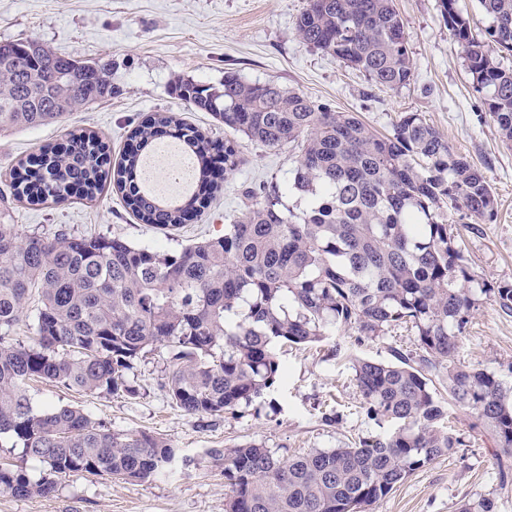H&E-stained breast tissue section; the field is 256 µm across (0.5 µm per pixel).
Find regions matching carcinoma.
I'll return each mask as SVG.
<instances>
[{
	"mask_svg": "<svg viewBox=\"0 0 512 512\" xmlns=\"http://www.w3.org/2000/svg\"><path fill=\"white\" fill-rule=\"evenodd\" d=\"M441 0L462 48L473 89L512 145V0H479L483 36ZM304 44L330 54L373 83L399 89L414 78L405 25L394 0H307L296 23ZM194 110L267 148L298 150L290 177L248 191L250 205L229 218L224 235L177 252L120 237H22L0 223V436L22 455L0 463V493L47 497L71 473L142 482L174 473L180 452L144 431L114 432L83 409L33 410L31 379L88 396L135 397L128 373L158 345L167 348L164 387L188 415H234L275 387L284 373L275 345L321 342L341 329L377 336L397 323L416 331L418 358L352 364L366 415L390 430L345 448L288 461L261 444L212 450L224 469L227 512H364L412 472L451 454L462 441L438 426V387L470 413L500 453L512 456V390L498 376L458 360V341L481 301L512 311V283L475 274L448 209L475 224L495 216L483 171L455 152L417 112L388 136L352 112H335L273 83L224 73L214 87L174 85ZM116 93L108 64L79 62L37 40L0 42V131L62 122ZM165 136L197 156L199 187L180 205L157 204L138 181L146 146ZM136 149L117 164L92 132L43 150L21 165L12 196L56 205L97 197L107 181L143 224L172 231L206 208L224 172L240 164L238 141L220 145L167 113L131 132ZM303 205L285 203L289 194ZM33 308L31 341L12 337ZM42 464L30 480L26 463Z\"/></svg>",
	"mask_w": 512,
	"mask_h": 512,
	"instance_id": "cac0c4a2",
	"label": "carcinoma"
}]
</instances>
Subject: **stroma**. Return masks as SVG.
<instances>
[{
    "mask_svg": "<svg viewBox=\"0 0 512 512\" xmlns=\"http://www.w3.org/2000/svg\"><path fill=\"white\" fill-rule=\"evenodd\" d=\"M408 35L414 78L390 90L362 73L304 45L296 21L306 0H0V42L39 40L78 61L111 64L118 88L112 99L78 109L63 123L0 132V219L20 235L119 236L137 246L177 251L223 234L240 213L244 190L286 179L295 165L289 147L270 149L240 139L239 167L226 175L208 208L166 236L140 223L121 193L107 186L94 201L38 207L10 198V175L46 145L70 132H96L120 157L130 131L155 112H173L214 141L225 130L206 112L178 98L177 80L220 86L228 71L252 82H273L339 112L357 114L377 132H391L403 113L418 112L477 165L497 201L492 221L472 230L452 213L465 253L486 282H512V147L504 145L471 85L463 52L448 30L440 0H394ZM415 348V331L400 324L378 337L358 339L341 330L307 347H277L285 374L273 390L238 416L199 418L175 407L163 388L167 350L156 347L129 377L137 397L83 396L33 382L34 409L75 405L116 431H147L179 448L187 464L176 474L146 482L75 473L59 479L47 497L0 493V512H225L228 489L211 451L254 441L284 459L316 449L341 448L377 434L361 408L349 365L355 356L388 361L393 350ZM462 362L495 371L512 386V312L484 302L460 340ZM475 419L452 407L444 425L463 442L452 454L407 476L367 512H458L461 502L488 500L492 512H512V478L501 480V461L490 436Z\"/></svg>",
    "mask_w": 512,
    "mask_h": 512,
    "instance_id": "stroma-1",
    "label": "stroma"
}]
</instances>
